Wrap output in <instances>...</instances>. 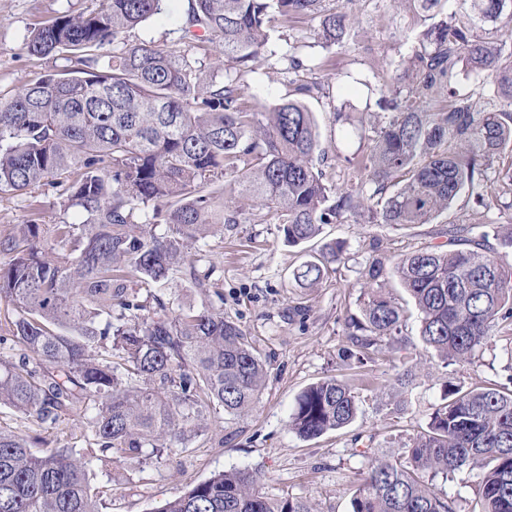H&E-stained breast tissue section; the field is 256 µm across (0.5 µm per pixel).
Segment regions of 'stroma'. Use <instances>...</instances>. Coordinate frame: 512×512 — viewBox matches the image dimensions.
<instances>
[{"label": "stroma", "instance_id": "35a3bbf8", "mask_svg": "<svg viewBox=\"0 0 512 512\" xmlns=\"http://www.w3.org/2000/svg\"><path fill=\"white\" fill-rule=\"evenodd\" d=\"M186 4L164 0L161 13L132 30L130 41H151L164 50L182 47L177 20ZM100 5L101 0H0V97L72 68L64 56L30 54L28 39L57 16L85 15ZM348 9L353 21L342 50L318 45V20L288 26L273 21L267 51L246 82L254 104L262 108L285 97L301 99L314 116L327 155L323 172L337 186L353 189L357 182L349 160L359 138L336 124L334 112L342 107L365 113L372 127L385 122L388 113L378 106L375 92L400 85L401 61L412 54L430 20L414 13L407 0H350ZM288 54L302 60L299 71H287ZM299 80L313 84V92L298 95ZM484 197L480 204L462 195L429 224H372L366 213L350 215L323 225L318 237L297 246L285 242L272 211L257 201L236 199L238 223L215 229L199 244L214 267L209 287H197L179 272L157 293L176 306L223 310L245 330L268 364L259 402L237 416L221 410L207 414L186 443L176 444L161 459L113 452L111 465L96 467L92 481L100 512H153L214 474L238 468L258 473V489L267 496L306 498L314 512H350L363 473L375 461L405 459L408 446L442 403L447 383L506 385L512 379V326L498 331L471 360L450 366L432 349L417 345L407 354L412 382L406 389L393 381V357L362 364L338 357L348 344L347 320L358 311L360 285L373 254L392 263L413 250L445 245L452 224L484 222L511 229L512 182L502 174L493 176ZM82 220L50 186L0 193V238L16 234L23 224L48 228ZM335 241L344 243V253L327 278L317 286L300 285L297 270ZM329 377L353 386L358 414L344 429L300 438L288 427L295 399L308 385ZM0 431L26 439L41 436L47 448H91L90 432L73 413L46 426L1 406ZM480 481L479 470L466 468L434 477L432 486L455 512H479Z\"/></svg>", "mask_w": 512, "mask_h": 512}]
</instances>
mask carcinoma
<instances>
[{
    "instance_id": "obj_1",
    "label": "carcinoma",
    "mask_w": 512,
    "mask_h": 512,
    "mask_svg": "<svg viewBox=\"0 0 512 512\" xmlns=\"http://www.w3.org/2000/svg\"><path fill=\"white\" fill-rule=\"evenodd\" d=\"M445 18L419 35L401 61L411 86L389 91L391 115L355 165L371 192L324 179L312 112L285 100L258 111L245 76L264 55L269 23L319 18L325 48H343L349 14L324 0H188L181 26L185 48L164 51L130 43L127 34L154 15L162 0H102L88 15H61L37 29L28 50L65 55L75 66L0 97V192L65 187L63 204L80 224H56L55 256L41 244L39 224L0 239V300L12 305L18 364L0 361V406L42 424L79 411L97 452L73 448L40 454L29 441L0 431V512H99L94 463L116 449L132 457L162 455L200 428L207 412L252 409L267 365L236 322L217 309L171 311L152 293L183 267L200 288L211 270L189 246L218 224L238 223L224 197L275 211L285 239L298 245L320 225L365 209L372 224H429L488 171H512V44L493 40L512 27V0H416ZM123 48L109 57V44ZM208 43L224 55V80L205 81L191 50ZM492 80L507 108L474 112L451 86L457 67ZM163 222L157 236L148 225ZM512 248V231L492 224L448 228L450 248L425 249L392 270L371 259L360 315L349 318L346 357L384 354L402 333L404 310L383 291L394 275L420 315L422 341L448 364L471 359L503 324L512 325V266L489 238ZM343 246L328 243L296 278L321 283ZM145 295H140V292ZM354 389L327 378L296 398L288 426L312 439L350 425ZM466 467L481 470V512H512V389L448 384L446 402L413 439L403 462L371 465L352 496L351 512H453L427 476ZM248 469L224 471L153 512H313L290 495L270 498Z\"/></svg>"
}]
</instances>
